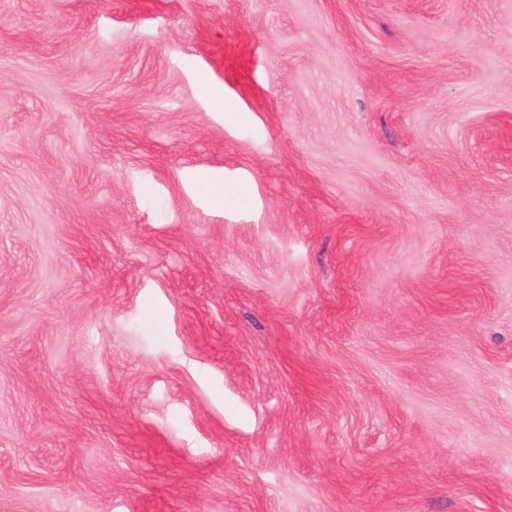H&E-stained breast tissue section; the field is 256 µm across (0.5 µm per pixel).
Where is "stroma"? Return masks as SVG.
<instances>
[{
  "label": "stroma",
  "instance_id": "1",
  "mask_svg": "<svg viewBox=\"0 0 512 512\" xmlns=\"http://www.w3.org/2000/svg\"><path fill=\"white\" fill-rule=\"evenodd\" d=\"M0 512H512V0H0Z\"/></svg>",
  "mask_w": 512,
  "mask_h": 512
}]
</instances>
